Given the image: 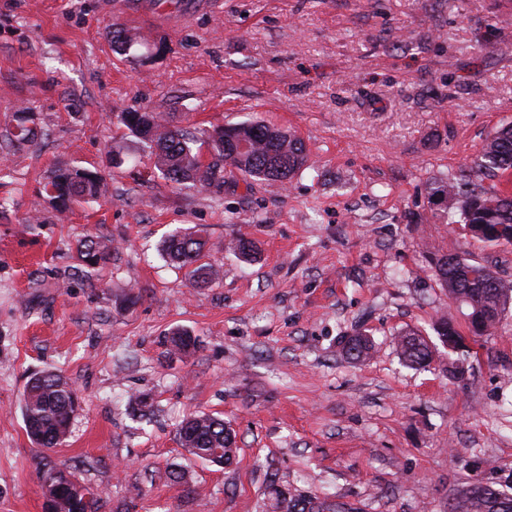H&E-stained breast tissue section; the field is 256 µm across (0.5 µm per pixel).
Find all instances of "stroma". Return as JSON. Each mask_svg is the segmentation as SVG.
<instances>
[{
    "instance_id": "obj_1",
    "label": "stroma",
    "mask_w": 512,
    "mask_h": 512,
    "mask_svg": "<svg viewBox=\"0 0 512 512\" xmlns=\"http://www.w3.org/2000/svg\"><path fill=\"white\" fill-rule=\"evenodd\" d=\"M115 20L163 53H116ZM22 111L39 136L7 145ZM135 111L198 136L271 124L308 163L283 185L230 168L221 192L180 187L119 124ZM506 124L512 0H0V512H44L52 466L99 512H265L272 478L356 512H448L474 479L511 485L512 306L472 344L465 381L446 347L424 370L394 349L406 329L436 342L440 317L462 318L433 258L512 284V245L468 236L458 201L434 192ZM66 167L98 172L105 195L54 209L44 186ZM186 228L207 239L216 283L192 287L160 254ZM89 235L112 243L102 267L76 258ZM239 237L255 260L230 250ZM174 328L194 353L166 354ZM358 334L375 353L351 363L341 344ZM43 369L82 398L53 450L20 408ZM195 411L232 425L236 464L181 446Z\"/></svg>"
}]
</instances>
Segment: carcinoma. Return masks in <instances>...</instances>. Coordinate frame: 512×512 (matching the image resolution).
Here are the masks:
<instances>
[{"label":"carcinoma","mask_w":512,"mask_h":512,"mask_svg":"<svg viewBox=\"0 0 512 512\" xmlns=\"http://www.w3.org/2000/svg\"><path fill=\"white\" fill-rule=\"evenodd\" d=\"M112 44L127 54L135 45L150 49L151 44L133 36L124 25L115 20L106 27ZM14 129L9 143L26 144L37 137L28 126V114L14 116ZM119 122L134 136L141 137L139 126H152L154 134L148 148L154 156V166L171 183L182 186L199 185L217 192L224 189L227 167L236 169L244 178L285 182L306 165L308 155L304 143L293 134L264 124L233 123L214 129L208 135L211 161L199 162L198 138L181 129H172L161 123L153 112H124ZM245 143L243 151L239 143ZM502 172L512 170V125L494 131L484 142L473 161L472 170ZM59 195L67 196L70 204L96 200L105 192L102 177L78 168L60 169L48 182ZM462 223L485 243L512 245V196L487 194L471 190L461 205ZM206 241L191 231L176 232L162 241V254L170 262L188 268L189 280L194 285H208L218 276L209 263L201 262ZM78 257L87 267L106 263L112 256V247L99 237L88 236L79 241ZM434 266L440 284L448 289V298L465 307L473 321L469 333L475 337L490 335L499 325L505 306L512 301V285L505 284L486 265L464 260L455 255L435 259ZM436 333L441 342L448 337H461L452 320L440 319ZM168 353L182 355L197 347V339L184 329H176L163 337ZM374 352L367 336H354L341 347L342 356L360 362ZM396 353L412 368H426L434 359L429 341L417 330H406L396 342ZM80 407L77 391L60 374L44 370L33 374L26 385L21 413L27 436L38 446L57 448L65 443L71 419ZM182 447L193 449V455L203 452L212 461L230 465L237 454L235 435L224 419L214 414L196 412L186 417L179 429ZM45 512H98L99 501L94 492L82 485L66 469L51 468L41 476ZM267 512H353L344 503L333 502L316 492H300L275 481L265 489ZM448 512H512V493L490 479L477 480L457 493L448 506Z\"/></svg>","instance_id":"obj_1"}]
</instances>
